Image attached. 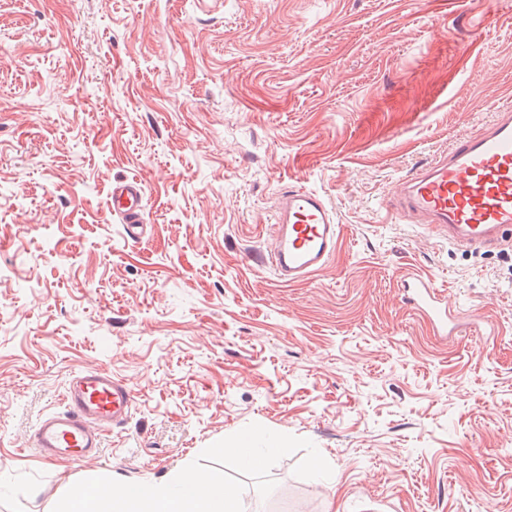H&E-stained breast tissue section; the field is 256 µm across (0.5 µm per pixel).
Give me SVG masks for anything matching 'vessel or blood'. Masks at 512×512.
<instances>
[{
    "instance_id": "obj_1",
    "label": "vessel or blood",
    "mask_w": 512,
    "mask_h": 512,
    "mask_svg": "<svg viewBox=\"0 0 512 512\" xmlns=\"http://www.w3.org/2000/svg\"><path fill=\"white\" fill-rule=\"evenodd\" d=\"M143 195L136 179L112 184V208L126 239L134 242L146 233ZM397 198L406 222L434 226L450 244L488 248L512 240V105H501L496 120L460 137L454 147L403 180ZM275 221L268 257L281 281L304 282L335 256L340 226L317 192L298 186L283 189ZM402 286L407 305L424 314L440 336L467 330L431 279L412 274ZM64 398V410L44 415L32 436L33 448L48 461L92 456L102 445L103 425L116 426L128 417L132 393L123 381L91 368L69 378Z\"/></svg>"
}]
</instances>
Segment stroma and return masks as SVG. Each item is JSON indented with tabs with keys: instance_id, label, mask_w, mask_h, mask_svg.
Returning <instances> with one entry per match:
<instances>
[{
	"instance_id": "1",
	"label": "stroma",
	"mask_w": 512,
	"mask_h": 512,
	"mask_svg": "<svg viewBox=\"0 0 512 512\" xmlns=\"http://www.w3.org/2000/svg\"><path fill=\"white\" fill-rule=\"evenodd\" d=\"M512 100V0H0V512L159 481L252 423L332 467L246 512H512V246L389 218L399 183ZM144 186L142 241L111 186ZM334 258L279 280V189ZM431 279L474 325L403 301ZM125 382L96 458L29 448L68 376ZM275 221L268 257L281 281L304 282L335 256L340 226L317 192L298 186L283 189L277 199ZM406 304L424 314L433 324L439 336L448 338V334L457 335L466 331L472 322L464 323L460 316L452 314L438 294L433 281L419 275H408L403 280Z\"/></svg>"
}]
</instances>
